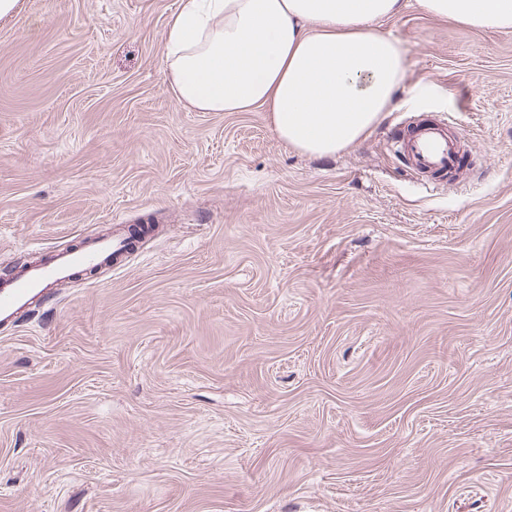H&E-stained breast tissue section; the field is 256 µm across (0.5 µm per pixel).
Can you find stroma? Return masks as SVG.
I'll return each mask as SVG.
<instances>
[{
    "mask_svg": "<svg viewBox=\"0 0 512 512\" xmlns=\"http://www.w3.org/2000/svg\"><path fill=\"white\" fill-rule=\"evenodd\" d=\"M178 3L0 20V270L154 227L0 327V512H512V30L383 23L401 105L316 158L176 100ZM402 148L413 167L425 176L456 174L469 164L468 155L448 125L430 119L407 129Z\"/></svg>",
    "mask_w": 512,
    "mask_h": 512,
    "instance_id": "35a3bbf8",
    "label": "stroma"
}]
</instances>
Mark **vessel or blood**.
Listing matches in <instances>:
<instances>
[{
	"instance_id": "b4317fda",
	"label": "vessel or blood",
	"mask_w": 512,
	"mask_h": 512,
	"mask_svg": "<svg viewBox=\"0 0 512 512\" xmlns=\"http://www.w3.org/2000/svg\"><path fill=\"white\" fill-rule=\"evenodd\" d=\"M402 148L413 167L427 176H446L469 163L466 152L447 124L430 119L413 123ZM127 246L123 235H100L77 248L48 249L43 260L24 273L0 280V326L13 324L17 314L34 299L87 267L116 266V256Z\"/></svg>"
}]
</instances>
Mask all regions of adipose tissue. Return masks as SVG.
<instances>
[{"label":"adipose tissue","instance_id":"ef3b65f1","mask_svg":"<svg viewBox=\"0 0 512 512\" xmlns=\"http://www.w3.org/2000/svg\"><path fill=\"white\" fill-rule=\"evenodd\" d=\"M435 18L512 29V0H419ZM403 0H180L167 21L164 78L197 112L267 113L298 151L331 156L393 111L408 48L379 30Z\"/></svg>","mask_w":512,"mask_h":512}]
</instances>
